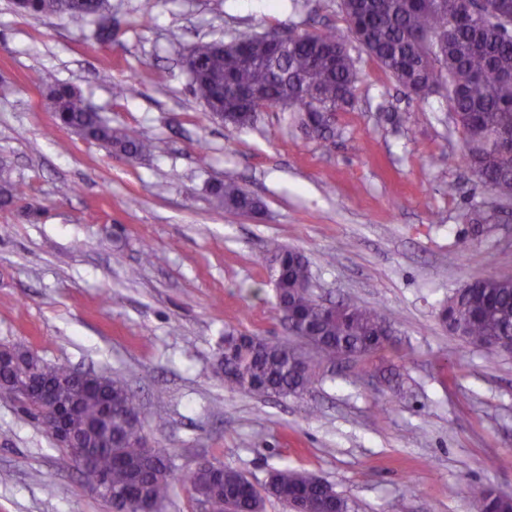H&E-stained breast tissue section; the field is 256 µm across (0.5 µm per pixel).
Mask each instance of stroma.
I'll return each mask as SVG.
<instances>
[{
	"instance_id": "stroma-1",
	"label": "stroma",
	"mask_w": 512,
	"mask_h": 512,
	"mask_svg": "<svg viewBox=\"0 0 512 512\" xmlns=\"http://www.w3.org/2000/svg\"><path fill=\"white\" fill-rule=\"evenodd\" d=\"M109 7L102 43L93 27L0 0V178L13 193L0 205V347L125 377L150 443L183 477L214 458L260 489L288 465L358 512H478L474 484L512 496V468L488 465L512 457V354L473 347L438 317L466 282L512 277V213L489 235L472 232L466 215L490 193L461 159L446 100L407 93L354 43L359 82L331 149L278 106L235 130L190 93L185 48L340 28V0ZM48 73L152 152L118 156L57 126ZM118 82L127 96H114ZM229 181L262 213L217 206L210 188ZM270 241L306 257L324 301L386 310L395 342L337 363L300 397L225 387L226 332L288 334ZM62 455L0 400V512H112Z\"/></svg>"
}]
</instances>
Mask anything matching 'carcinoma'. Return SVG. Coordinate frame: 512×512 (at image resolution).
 I'll use <instances>...</instances> for the list:
<instances>
[{
    "instance_id": "1",
    "label": "carcinoma",
    "mask_w": 512,
    "mask_h": 512,
    "mask_svg": "<svg viewBox=\"0 0 512 512\" xmlns=\"http://www.w3.org/2000/svg\"><path fill=\"white\" fill-rule=\"evenodd\" d=\"M13 6L31 16H66L78 28L92 18L97 39L112 40L104 15L107 0H13ZM340 6L345 27L302 33L275 55L266 39L255 35L243 36L244 56L215 41L194 44L188 55L199 77L189 84L190 91L222 108L232 105L231 98L239 93L265 88L274 105L293 112L327 148L335 138L334 114L349 105L345 94H353L359 81L348 52L354 39L404 89L415 95L438 92L446 99L462 134V159L477 184L493 195L492 202L467 213L472 227L484 232L493 220L490 210L512 205V0H481L476 13L463 22L457 20L460 0H341ZM45 85L59 126L128 157L150 151V144L112 128L91 111L70 85L54 76L47 77ZM212 193L226 209L260 208L257 199L232 182L214 186ZM267 252L282 259L275 276L278 306L295 320V337L312 338L315 356L300 362L291 356L286 341L228 333L220 366L229 389L301 396L342 356L367 359L392 343L395 327L390 315L356 303L326 311L314 295L304 255L274 242ZM439 317L474 347L492 348L512 340V277L488 275L466 283L448 297ZM19 410L51 434L52 424L42 419L36 401L20 404ZM73 427L93 455L81 470L87 487H95L107 474L112 492L98 493L104 501L135 494L140 512L163 510L181 478L165 449H152L151 461L147 449L140 447V407L125 380L108 375L103 382L85 381ZM187 483L202 512H262L261 493L247 486L241 472L216 459L198 465ZM266 492L293 510L305 501L311 512H357L352 500L294 468L274 470ZM469 493L479 512H512V500L488 486L473 485Z\"/></svg>"
}]
</instances>
